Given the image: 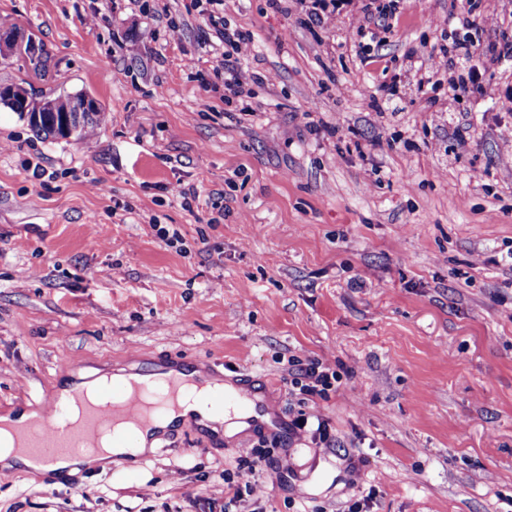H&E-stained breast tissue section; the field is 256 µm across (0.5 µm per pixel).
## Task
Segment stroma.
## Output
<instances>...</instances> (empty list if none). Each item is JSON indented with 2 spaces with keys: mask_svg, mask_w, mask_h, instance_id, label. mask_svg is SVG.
Wrapping results in <instances>:
<instances>
[{
  "mask_svg": "<svg viewBox=\"0 0 512 512\" xmlns=\"http://www.w3.org/2000/svg\"><path fill=\"white\" fill-rule=\"evenodd\" d=\"M400 7L363 64L349 13L224 0L258 77L227 103L198 0H0V84L107 115L44 140L0 104V415L88 366L192 361L259 384L274 423L184 427L56 486L0 473V512H345L371 488L370 512H512V112L420 86L451 0ZM395 73L404 110L379 113ZM294 356L338 373L327 397L289 395ZM261 445L271 469L229 503L225 470Z\"/></svg>",
  "mask_w": 512,
  "mask_h": 512,
  "instance_id": "1",
  "label": "stroma"
}]
</instances>
